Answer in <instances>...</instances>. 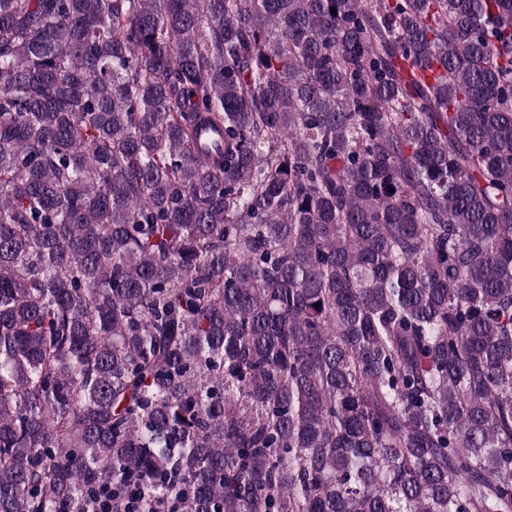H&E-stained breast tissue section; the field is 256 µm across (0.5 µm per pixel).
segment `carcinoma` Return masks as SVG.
<instances>
[{"mask_svg": "<svg viewBox=\"0 0 512 512\" xmlns=\"http://www.w3.org/2000/svg\"><path fill=\"white\" fill-rule=\"evenodd\" d=\"M108 501L512 512V0H0V512Z\"/></svg>", "mask_w": 512, "mask_h": 512, "instance_id": "carcinoma-1", "label": "carcinoma"}]
</instances>
